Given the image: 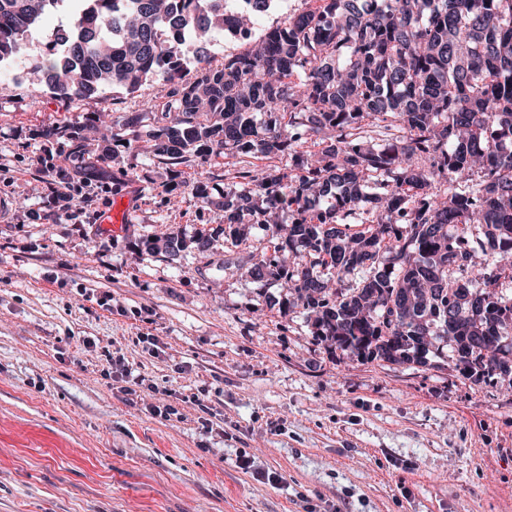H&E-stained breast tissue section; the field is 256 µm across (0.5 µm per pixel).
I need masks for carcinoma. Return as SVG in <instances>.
Returning <instances> with one entry per match:
<instances>
[{"mask_svg": "<svg viewBox=\"0 0 512 512\" xmlns=\"http://www.w3.org/2000/svg\"><path fill=\"white\" fill-rule=\"evenodd\" d=\"M274 2L0 0V66L23 59L64 103L164 78L149 143L175 175L235 153L284 160L224 188V240L246 213L269 233L253 273L286 289L312 335L400 365L424 364L423 337L446 339L464 378H497L512 362V0H315L213 64L212 34L250 30ZM50 13L68 26L23 55ZM136 124H114L94 156L72 133L79 163L51 166L57 184L108 178ZM204 174L163 192L204 206ZM139 247L171 258L187 243L170 232Z\"/></svg>", "mask_w": 512, "mask_h": 512, "instance_id": "carcinoma-1", "label": "carcinoma"}]
</instances>
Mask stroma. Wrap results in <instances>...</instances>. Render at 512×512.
Segmentation results:
<instances>
[{
	"label": "stroma",
	"instance_id": "stroma-1",
	"mask_svg": "<svg viewBox=\"0 0 512 512\" xmlns=\"http://www.w3.org/2000/svg\"><path fill=\"white\" fill-rule=\"evenodd\" d=\"M168 90L62 104L0 78V512H512V386L464 379L442 341L400 366L313 336L251 273L262 231L233 248L218 233L225 183L260 157L208 165V205L167 203L145 145ZM92 114L138 116L141 151L133 174L89 186L79 224L45 158ZM52 124L66 133L48 142ZM121 192L135 206L115 233L101 218ZM167 227L215 232L212 260L138 249ZM117 360L128 378L108 376Z\"/></svg>",
	"mask_w": 512,
	"mask_h": 512
}]
</instances>
